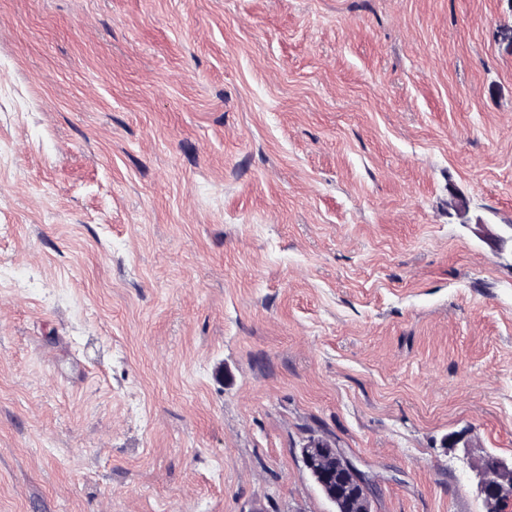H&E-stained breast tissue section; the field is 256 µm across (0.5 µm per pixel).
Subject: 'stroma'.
<instances>
[{"label": "stroma", "mask_w": 512, "mask_h": 512, "mask_svg": "<svg viewBox=\"0 0 512 512\" xmlns=\"http://www.w3.org/2000/svg\"><path fill=\"white\" fill-rule=\"evenodd\" d=\"M0 266V512H485L512 0H0ZM300 454L305 467L319 484H327L336 476L350 480L353 507L357 512H374L372 505L377 483L341 450L327 440L312 438L300 448Z\"/></svg>", "instance_id": "obj_1"}]
</instances>
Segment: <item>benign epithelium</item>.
I'll return each mask as SVG.
<instances>
[{"label": "benign epithelium", "instance_id": "7a95c632", "mask_svg": "<svg viewBox=\"0 0 512 512\" xmlns=\"http://www.w3.org/2000/svg\"><path fill=\"white\" fill-rule=\"evenodd\" d=\"M301 459L319 484L334 477L351 481L352 503L358 512H374L377 483L341 450L322 438L300 448ZM476 476L486 512H512V459L486 455L476 463Z\"/></svg>", "mask_w": 512, "mask_h": 512}]
</instances>
